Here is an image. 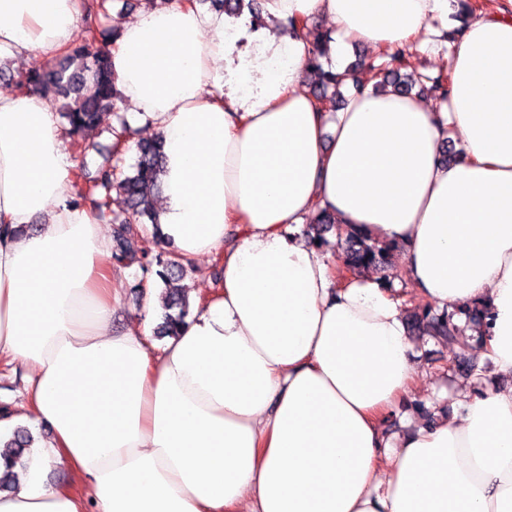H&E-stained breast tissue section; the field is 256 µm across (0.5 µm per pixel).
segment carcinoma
Masks as SVG:
<instances>
[{"instance_id":"carcinoma-1","label":"carcinoma","mask_w":512,"mask_h":512,"mask_svg":"<svg viewBox=\"0 0 512 512\" xmlns=\"http://www.w3.org/2000/svg\"><path fill=\"white\" fill-rule=\"evenodd\" d=\"M211 5L221 8L229 16H239L243 9H249L253 23L262 22L260 0H208ZM111 36L108 31L95 27L85 28L78 36L64 59L54 63L47 70L32 72L22 78L18 87L22 90H37L51 104L62 108V116L67 120L68 134L71 139V151L75 158L85 157L89 144L80 138L84 129L96 125L98 114L115 107L121 99V93L112 76L108 53L94 49L99 40ZM310 44L307 60V75L311 81L312 93L323 112H332L341 102L340 86L360 67L364 73H373L376 82L374 89L383 90L392 87L393 91L403 94L412 92L415 84L408 81L402 70L408 67L405 50L387 47L380 51L382 63L358 62L344 72L324 69L321 64L328 51L331 36L324 33L307 31ZM91 82L95 93L91 97L81 94L85 82ZM449 89V77L446 68H441L431 79L430 90L437 93L441 100L446 99ZM113 156L122 159L126 152L125 142L129 139L126 122L111 129ZM138 159L129 175L123 174L119 165L101 170L98 176L85 184L77 193L74 203L88 208L96 219L113 225L116 249L112 259L121 262L136 254L147 258L159 239L158 221L153 209V200L159 194L161 183L159 174L163 168L165 155L163 143L158 139L142 141L137 144ZM122 192L128 201V209L122 215L111 210V192ZM153 225V232L147 236L140 233L138 226L144 221ZM336 223L335 217L318 210L309 217V226L315 232L314 238L323 240V234ZM346 251L343 266L348 271L370 269L376 265L388 263L390 248L380 246L361 234L350 231L346 234ZM158 270L156 275L165 285L162 297V321L156 328V335L163 338L171 336L189 314V304L182 290L174 286V281L193 270L190 264L184 265L176 259L154 256ZM422 320L435 336L453 337L454 327L446 318H428L429 309L423 307ZM34 438L26 428H17L10 438L3 441L8 448L3 466L0 467V491L15 482L16 469H24L32 456Z\"/></svg>"}]
</instances>
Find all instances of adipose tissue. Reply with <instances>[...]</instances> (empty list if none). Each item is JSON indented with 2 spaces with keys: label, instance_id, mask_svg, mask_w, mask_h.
Listing matches in <instances>:
<instances>
[{
  "label": "adipose tissue",
  "instance_id": "1",
  "mask_svg": "<svg viewBox=\"0 0 512 512\" xmlns=\"http://www.w3.org/2000/svg\"><path fill=\"white\" fill-rule=\"evenodd\" d=\"M448 3L263 0L251 33L174 0L118 26L122 105L164 145L160 244L223 254L160 347L113 327L110 242L72 203L48 101L0 89V358L50 430L0 512H512V388L475 374L450 415L385 435L417 377L402 304L372 272L338 283L299 233L324 209L402 246L420 299L487 310L481 353L512 377V14L466 19L440 105L369 87L336 113L302 90L309 44L286 26L402 47ZM83 11L0 0V57L63 56Z\"/></svg>",
  "mask_w": 512,
  "mask_h": 512
}]
</instances>
